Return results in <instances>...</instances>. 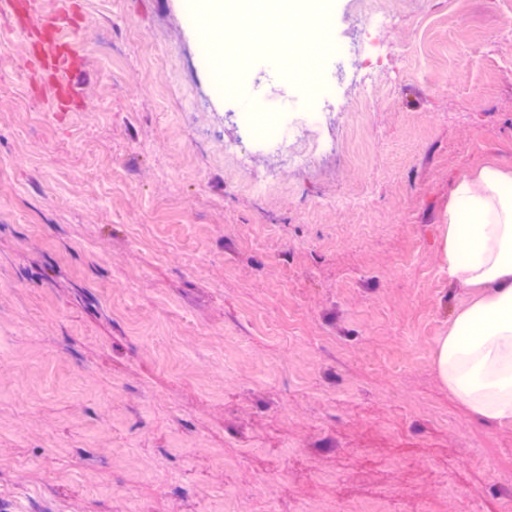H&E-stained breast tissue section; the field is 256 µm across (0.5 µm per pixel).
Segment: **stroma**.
<instances>
[{"mask_svg":"<svg viewBox=\"0 0 512 512\" xmlns=\"http://www.w3.org/2000/svg\"><path fill=\"white\" fill-rule=\"evenodd\" d=\"M0 15V512H498L512 422L434 370L471 288L440 270L457 179L512 164L505 0H388L368 33L323 0L359 91L323 52L289 167L217 94L186 0H69L85 69L57 111L24 6ZM280 55L244 62L276 106ZM238 147L224 154L225 143ZM358 162H348V146ZM501 483H494V476ZM330 90L329 85H322L319 88L313 89L309 96L305 99L304 106L297 107L294 101L288 103V96L281 104V110L279 112H306L310 123L315 121L316 110L319 109L317 103L320 96L327 93ZM289 104V105H288ZM290 106V108H289Z\"/></svg>","mask_w":512,"mask_h":512,"instance_id":"1","label":"stroma"}]
</instances>
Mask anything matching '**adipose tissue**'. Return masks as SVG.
Returning a JSON list of instances; mask_svg holds the SVG:
<instances>
[{"mask_svg": "<svg viewBox=\"0 0 512 512\" xmlns=\"http://www.w3.org/2000/svg\"><path fill=\"white\" fill-rule=\"evenodd\" d=\"M318 0H203L210 30L224 39L225 54L243 58L253 40L224 33L234 10L251 21L278 22L272 49L302 44L292 17L315 18ZM512 169L481 167L459 179L450 194L441 237V269L452 282L479 289L436 344L437 378L469 411L489 421H512ZM474 216L463 223L460 207Z\"/></svg>", "mask_w": 512, "mask_h": 512, "instance_id": "adipose-tissue-1", "label": "adipose tissue"}]
</instances>
